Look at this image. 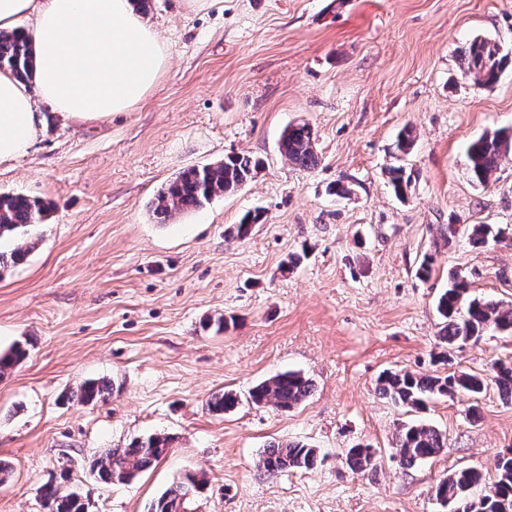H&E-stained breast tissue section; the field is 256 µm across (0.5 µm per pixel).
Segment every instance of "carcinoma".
Masks as SVG:
<instances>
[{"instance_id":"obj_1","label":"carcinoma","mask_w":512,"mask_h":512,"mask_svg":"<svg viewBox=\"0 0 512 512\" xmlns=\"http://www.w3.org/2000/svg\"><path fill=\"white\" fill-rule=\"evenodd\" d=\"M497 41L474 37L461 52L463 76L478 86H491L497 82V69L512 64L508 55L496 54ZM0 71H9L16 78L30 83L33 78V49L31 42L14 31L0 30ZM414 138L408 130L402 131L394 144L395 159L411 152ZM281 152L293 164L302 168L317 166L313 128L303 122L291 125L280 139ZM512 151V130L487 132L467 147L466 156L474 182L486 183L497 169L501 157ZM259 161L247 154L233 153L224 159L192 166L178 173L156 195L150 209L160 224H169L178 216L198 211L216 197L232 193L244 186L253 176ZM388 179L396 195L404 193L407 179L401 165L387 170ZM50 205L20 194H0V238L21 228L44 221ZM505 238V229L494 224H474L468 233L469 243L482 246ZM436 310L442 320L439 330L441 341L448 347H459L479 339L486 330L494 328L512 334V305L469 293L468 282L458 274L448 275V288L440 294ZM27 356L22 344L0 352V375L14 368ZM492 382L503 397L512 400V361L497 360L491 368ZM485 380L469 373L450 372L448 376L421 377L408 371H389L379 379L380 393L396 404L419 407L425 399L454 396L458 393L477 396L483 392ZM312 381L299 372L288 371L256 385L250 399L256 405H271L288 411L301 404L310 394ZM110 393L105 381H88L72 397L81 404L103 400ZM237 396L226 391L209 402L215 413H224L235 407ZM169 441L161 436H148L126 448H108L90 461V469L98 479L112 483L120 476L135 479L142 471L158 462L168 450ZM446 434L424 423L404 424L395 435V454L403 466H413L437 456L447 447ZM347 466L354 471H365L373 466L374 455L368 445L357 444L348 449ZM317 463L315 449L294 441L273 442L267 446L262 467L270 475L298 469H311ZM496 478L490 488L495 494L490 502L478 510L473 508L472 491L483 483V474L472 468L454 470L434 487L435 499H443L457 512H512V454L500 456L496 463ZM198 487L195 476L187 474L156 497L147 512H186L187 501ZM47 512H87L85 504L75 492L67 495L49 485L42 493Z\"/></svg>"}]
</instances>
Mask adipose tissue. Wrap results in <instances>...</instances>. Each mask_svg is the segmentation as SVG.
Wrapping results in <instances>:
<instances>
[{
    "label": "adipose tissue",
    "mask_w": 512,
    "mask_h": 512,
    "mask_svg": "<svg viewBox=\"0 0 512 512\" xmlns=\"http://www.w3.org/2000/svg\"><path fill=\"white\" fill-rule=\"evenodd\" d=\"M26 20L35 77L0 72V164L27 153L39 105L72 123L104 120L142 103L164 71L165 48L131 0H0L1 30Z\"/></svg>",
    "instance_id": "ef3b65f1"
}]
</instances>
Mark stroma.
<instances>
[{
    "label": "stroma",
    "mask_w": 512,
    "mask_h": 512,
    "mask_svg": "<svg viewBox=\"0 0 512 512\" xmlns=\"http://www.w3.org/2000/svg\"><path fill=\"white\" fill-rule=\"evenodd\" d=\"M146 17L168 53L146 100L86 125L47 115L29 153L0 165V193L53 206L44 223L0 239L1 252L29 249L0 273V350H28L0 377V460L11 467L0 512H45L47 485L78 493L88 512H147L188 473L201 485L187 512H444L432 489L449 470L494 480L512 451V401L494 383L408 408L382 397L377 379L486 376L512 359V335L493 329L442 348L436 311L452 272L471 295L512 305V241L467 239L474 224L512 230V154L485 186L466 158L472 140L512 129V66L490 88L460 71L476 35L512 49V0H151ZM302 120L319 157L308 170L279 149ZM407 127L415 145L400 198L385 169ZM232 152L262 161L246 185L154 221L162 186ZM340 184L349 195H336ZM255 209L263 223L238 237ZM288 370L313 383L302 404L250 400ZM88 380L111 395L67 400ZM227 390L236 406L210 412ZM410 422L435 426L448 446L406 468L393 443ZM156 434L170 449L132 482L91 472L98 451ZM274 440L315 448L316 466L264 475ZM358 443L375 449V469L346 466Z\"/></svg>",
    "instance_id": "35a3bbf8"
}]
</instances>
